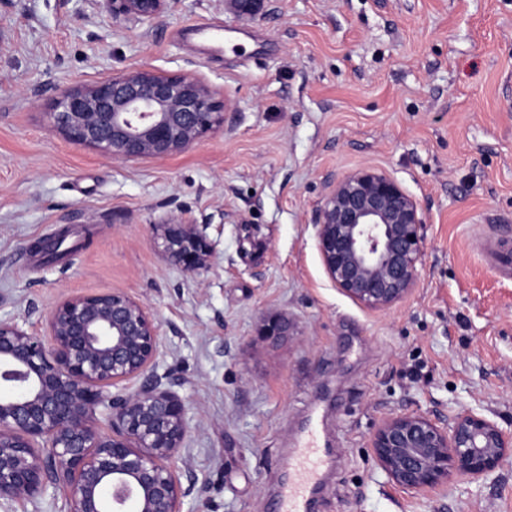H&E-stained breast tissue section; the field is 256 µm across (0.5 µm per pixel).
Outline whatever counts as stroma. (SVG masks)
Instances as JSON below:
<instances>
[{
  "mask_svg": "<svg viewBox=\"0 0 512 512\" xmlns=\"http://www.w3.org/2000/svg\"><path fill=\"white\" fill-rule=\"evenodd\" d=\"M219 25L222 42L183 37ZM204 79L222 126L166 158L72 144L63 91L131 71ZM372 165L418 202L412 293L372 312L327 277L325 182ZM214 245L188 274L152 226ZM122 290L155 318L186 403L183 512H270L308 425L326 459L312 512H512V460L437 507L395 487L368 442L387 416L473 411L512 430V0H170L148 22L97 0H0V320L46 333L69 295ZM290 336L260 338L263 315ZM153 225L157 248L169 264L189 274L211 267L214 247L204 225L179 216Z\"/></svg>",
  "mask_w": 512,
  "mask_h": 512,
  "instance_id": "1",
  "label": "stroma"
}]
</instances>
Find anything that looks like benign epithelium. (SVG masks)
Instances as JSON below:
<instances>
[{
	"mask_svg": "<svg viewBox=\"0 0 512 512\" xmlns=\"http://www.w3.org/2000/svg\"><path fill=\"white\" fill-rule=\"evenodd\" d=\"M112 18L153 20L170 0H102ZM226 102L201 79L137 70L66 91L54 125L76 145L112 159L165 158L224 123ZM314 218L329 279L347 297L387 311L414 289L425 221L416 199L373 166L326 182ZM206 226L173 216L154 224L161 256L193 274L211 267ZM282 315L259 335L279 340ZM48 339L0 321V506L32 501L47 488L65 512H183L188 409L156 373L161 343L148 307L120 290L59 299ZM141 377L132 393L112 389ZM107 419L103 429L101 419ZM369 448L397 487L420 498L448 492V480L484 479L512 458V433L477 413L443 424L418 412L381 421Z\"/></svg>",
	"mask_w": 512,
	"mask_h": 512,
	"instance_id": "benign-epithelium-1",
	"label": "benign epithelium"
}]
</instances>
